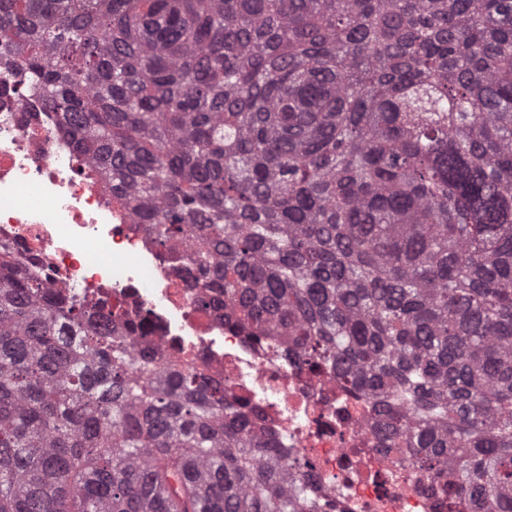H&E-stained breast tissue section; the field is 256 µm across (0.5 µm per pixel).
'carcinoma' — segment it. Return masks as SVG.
I'll list each match as a JSON object with an SVG mask.
<instances>
[{
  "instance_id": "1",
  "label": "carcinoma",
  "mask_w": 512,
  "mask_h": 512,
  "mask_svg": "<svg viewBox=\"0 0 512 512\" xmlns=\"http://www.w3.org/2000/svg\"><path fill=\"white\" fill-rule=\"evenodd\" d=\"M39 89L188 287L370 406L448 512H512V0H0ZM201 360L0 251V512H313Z\"/></svg>"
}]
</instances>
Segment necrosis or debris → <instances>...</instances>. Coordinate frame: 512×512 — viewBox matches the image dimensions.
<instances>
[{
    "label": "necrosis or debris",
    "instance_id": "obj_1",
    "mask_svg": "<svg viewBox=\"0 0 512 512\" xmlns=\"http://www.w3.org/2000/svg\"><path fill=\"white\" fill-rule=\"evenodd\" d=\"M36 258L55 288L112 297L147 312L157 340L198 354L249 398L339 512H437L433 479L384 453L364 410L345 408L333 380L266 357L199 310L181 264L166 263L34 93L0 86V248Z\"/></svg>",
    "mask_w": 512,
    "mask_h": 512
}]
</instances>
